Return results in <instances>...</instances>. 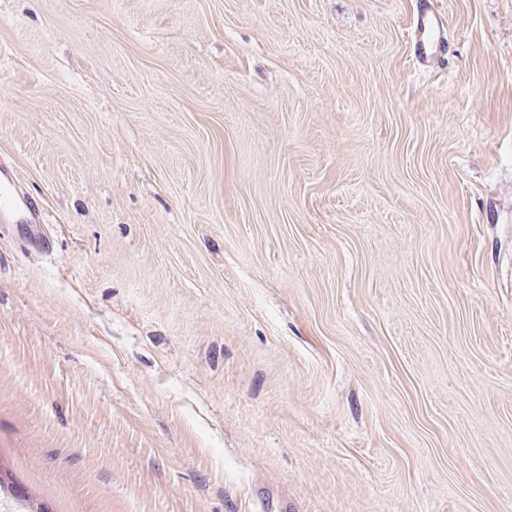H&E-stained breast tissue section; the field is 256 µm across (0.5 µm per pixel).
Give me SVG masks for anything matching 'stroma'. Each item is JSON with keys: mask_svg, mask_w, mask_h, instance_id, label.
<instances>
[{"mask_svg": "<svg viewBox=\"0 0 512 512\" xmlns=\"http://www.w3.org/2000/svg\"><path fill=\"white\" fill-rule=\"evenodd\" d=\"M0 0V465L50 512H512V0ZM420 1L415 30V53L419 61L439 51L441 33L445 27L442 15L435 9L433 1ZM11 174L0 171V223L40 225V210L32 202L16 197L11 190Z\"/></svg>", "mask_w": 512, "mask_h": 512, "instance_id": "obj_1", "label": "stroma"}]
</instances>
